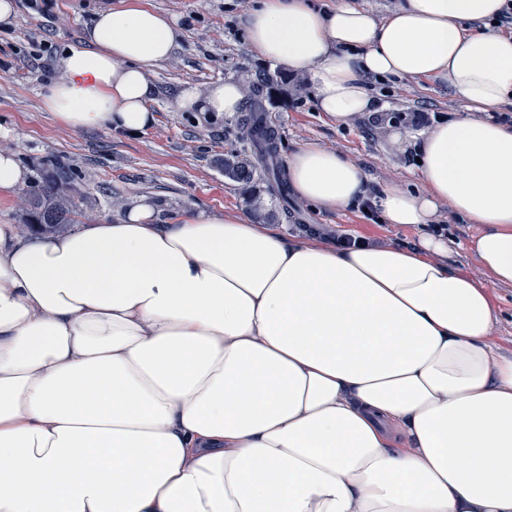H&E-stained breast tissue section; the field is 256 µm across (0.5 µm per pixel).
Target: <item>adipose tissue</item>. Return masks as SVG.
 <instances>
[{"mask_svg":"<svg viewBox=\"0 0 512 512\" xmlns=\"http://www.w3.org/2000/svg\"><path fill=\"white\" fill-rule=\"evenodd\" d=\"M507 0H255L242 25L266 61L309 75L347 124L368 85L440 82L466 115L421 131L420 188L368 195L363 170L315 143L289 156L300 200L371 199L388 224L440 206L480 225L473 252L512 283V37ZM173 19L128 0L98 11L43 96L65 126L138 134ZM242 84L185 86L177 109L240 110ZM448 242L339 250L241 214L162 221L142 199L64 235L0 224V512H512V355L483 284Z\"/></svg>","mask_w":512,"mask_h":512,"instance_id":"1","label":"adipose tissue"}]
</instances>
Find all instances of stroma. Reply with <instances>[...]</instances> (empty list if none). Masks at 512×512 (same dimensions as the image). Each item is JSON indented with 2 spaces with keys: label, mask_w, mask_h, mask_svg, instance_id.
Listing matches in <instances>:
<instances>
[{
  "label": "stroma",
  "mask_w": 512,
  "mask_h": 512,
  "mask_svg": "<svg viewBox=\"0 0 512 512\" xmlns=\"http://www.w3.org/2000/svg\"><path fill=\"white\" fill-rule=\"evenodd\" d=\"M177 21L183 37L151 81L155 124L136 136L104 129L73 130L42 104L46 88L64 77L59 55L78 45L85 23L100 8L119 0H16L11 25L0 24V151L16 154L29 172L28 184L0 195V224L24 227L29 188L64 169L73 172L81 206L92 221H108L142 198L155 200L163 218L204 208L219 213L257 215L260 223L291 234L294 223L321 224L354 236L418 241L414 226L373 223L360 207L328 210L296 198L282 199L258 181L261 212H253L239 183L224 174L225 157L256 163L240 139L239 114L211 118L179 112L176 95L184 85L204 90L213 82L244 80L270 66L246 39L241 20L252 0H143ZM373 93L391 112L419 111L431 120L465 115L462 102L433 80L397 79L377 84ZM265 116L278 136L281 159L312 142L336 150L362 168L368 186L407 189L418 183L415 151L393 140L394 124L368 131L363 121L336 123L319 112L308 77L287 84L266 100Z\"/></svg>",
  "instance_id": "35a3bbf8"
}]
</instances>
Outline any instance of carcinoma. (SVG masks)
<instances>
[{
    "label": "carcinoma",
    "mask_w": 512,
    "mask_h": 512,
    "mask_svg": "<svg viewBox=\"0 0 512 512\" xmlns=\"http://www.w3.org/2000/svg\"><path fill=\"white\" fill-rule=\"evenodd\" d=\"M286 74H257L251 80V98L247 108L248 118L242 122L241 140L259 154L264 164L267 182L276 180L279 164L278 142L274 130L268 125L262 100L274 97L282 85L288 83ZM224 175L243 185L250 202L259 204L260 195L254 181L256 170L244 162L224 160ZM31 218L44 231L56 232L68 224L78 223L81 211L75 195L72 174L59 170L34 190L30 201Z\"/></svg>",
    "instance_id": "carcinoma-1"
}]
</instances>
